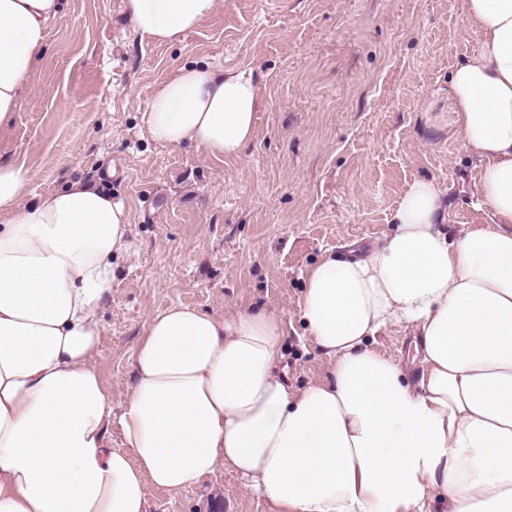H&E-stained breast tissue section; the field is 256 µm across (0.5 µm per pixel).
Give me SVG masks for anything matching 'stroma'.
Returning <instances> with one entry per match:
<instances>
[{"instance_id": "stroma-1", "label": "stroma", "mask_w": 512, "mask_h": 512, "mask_svg": "<svg viewBox=\"0 0 512 512\" xmlns=\"http://www.w3.org/2000/svg\"><path fill=\"white\" fill-rule=\"evenodd\" d=\"M122 0H63L46 46L0 130V161L31 174L27 201L71 181L123 200L129 251L112 261L93 364L120 410L137 342L175 304L215 316L266 310L285 331L275 374L296 390L329 380L334 362L308 337L299 301L324 255L379 244L404 191L434 180L457 236L489 221L448 97L478 31L461 0H218L181 42L143 40ZM249 67L263 104L244 154L218 161L195 145L154 141L142 121L158 85L182 65ZM404 326L374 349L419 383ZM146 512H269L230 469L170 493L146 485Z\"/></svg>"}]
</instances>
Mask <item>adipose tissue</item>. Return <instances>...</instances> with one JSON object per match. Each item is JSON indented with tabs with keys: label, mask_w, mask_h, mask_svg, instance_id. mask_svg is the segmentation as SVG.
<instances>
[{
	"label": "adipose tissue",
	"mask_w": 512,
	"mask_h": 512,
	"mask_svg": "<svg viewBox=\"0 0 512 512\" xmlns=\"http://www.w3.org/2000/svg\"><path fill=\"white\" fill-rule=\"evenodd\" d=\"M217 2L122 5L141 37L173 44ZM60 10L0 0V128ZM463 11L481 44L449 94L490 223L448 235L441 191L420 179L367 257H322L300 310L335 365L301 390L273 372L284 330L272 313L175 305L149 320L113 416L91 361L112 259L131 246L127 206L80 180L23 204L29 172L0 163V512H146V484L176 493L220 464L272 512H512V0ZM260 107L253 69L186 64L142 120L157 142L235 159ZM400 324L421 341L416 387L373 348Z\"/></svg>",
	"instance_id": "obj_1"
}]
</instances>
